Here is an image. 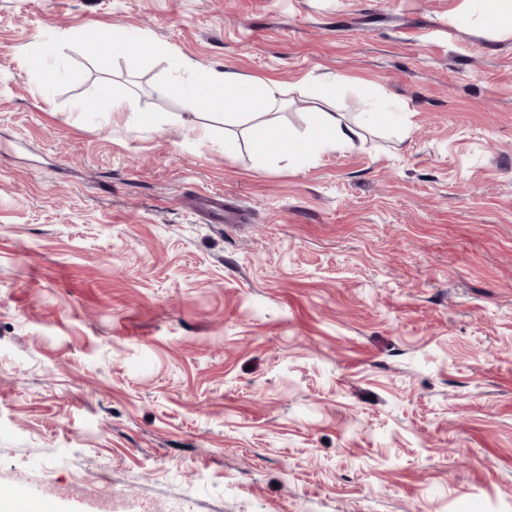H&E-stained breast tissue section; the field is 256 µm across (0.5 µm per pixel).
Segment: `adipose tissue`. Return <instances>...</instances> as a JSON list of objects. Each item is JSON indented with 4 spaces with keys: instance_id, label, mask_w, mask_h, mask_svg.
<instances>
[{
    "instance_id": "adipose-tissue-1",
    "label": "adipose tissue",
    "mask_w": 512,
    "mask_h": 512,
    "mask_svg": "<svg viewBox=\"0 0 512 512\" xmlns=\"http://www.w3.org/2000/svg\"><path fill=\"white\" fill-rule=\"evenodd\" d=\"M117 45L125 53L138 57L152 56L158 50L155 42L144 34L129 31L117 44L112 43L109 37H101L89 46L88 52L105 69L110 66L113 48ZM161 92L172 97L192 98L212 113L227 117L236 115L241 102L245 100L261 117L283 105L273 83L231 70L219 74L204 67L195 69L189 80L164 85ZM359 138L358 126L344 123L339 113L326 109L316 112L312 129L303 140L296 139L288 128H273L262 121L250 128L253 152L263 160L278 157L288 149L298 155L342 151L354 147Z\"/></svg>"
}]
</instances>
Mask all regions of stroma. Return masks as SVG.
<instances>
[{"mask_svg":"<svg viewBox=\"0 0 512 512\" xmlns=\"http://www.w3.org/2000/svg\"><path fill=\"white\" fill-rule=\"evenodd\" d=\"M122 29L158 52L101 69L87 42ZM198 66L276 82L300 139L309 80L405 120L262 162L159 93ZM105 83L132 110L75 111ZM213 195L247 222L195 214ZM20 480L54 512H512V0H0Z\"/></svg>","mask_w":512,"mask_h":512,"instance_id":"35a3bbf8","label":"stroma"}]
</instances>
